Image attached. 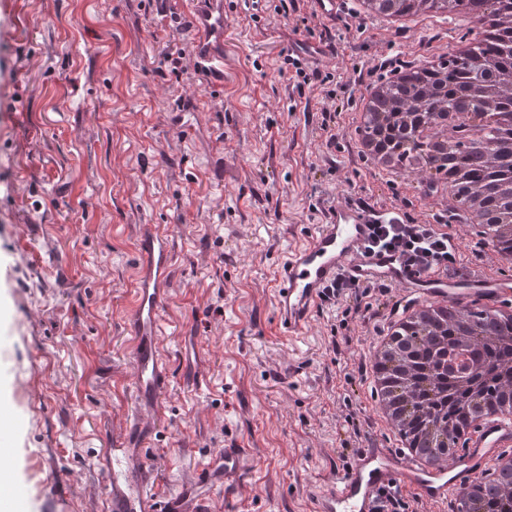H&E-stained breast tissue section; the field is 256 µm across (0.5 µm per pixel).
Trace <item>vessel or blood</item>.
<instances>
[{"instance_id":"obj_1","label":"vessel or blood","mask_w":512,"mask_h":512,"mask_svg":"<svg viewBox=\"0 0 512 512\" xmlns=\"http://www.w3.org/2000/svg\"><path fill=\"white\" fill-rule=\"evenodd\" d=\"M314 12L328 20L348 13V0H312ZM193 27L199 34L196 64L216 85L224 83V34L230 19L224 0H203ZM320 219L303 240L284 255L274 290V317L284 334L305 335L311 314L338 283L354 288L381 284L394 304L444 299L463 305L512 298V281L484 272L448 276L442 265L415 261L403 248L374 245L379 225L402 222L398 207L337 187L318 203ZM172 255L166 236L154 225H143L136 244V287L128 329L135 339L133 393L140 403L155 405L168 385L160 348L161 309L166 296ZM145 426H133L118 447L103 452L109 475L107 512H202L206 496L182 486L161 497L151 489L152 476L142 463ZM512 447V423L491 421L472 448L450 464L426 471L401 454L368 439L345 464L337 465L329 484L311 496V512H385L388 493L441 503L459 494L499 448ZM245 451L229 444L212 453L197 476L209 490L234 485Z\"/></svg>"}]
</instances>
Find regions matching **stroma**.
<instances>
[{
  "label": "stroma",
  "instance_id": "obj_1",
  "mask_svg": "<svg viewBox=\"0 0 512 512\" xmlns=\"http://www.w3.org/2000/svg\"><path fill=\"white\" fill-rule=\"evenodd\" d=\"M279 4L224 0L217 88L159 56L166 12L182 23L172 37L194 47L196 0H0V398L23 512H103L99 459L137 420L162 496L208 451L247 448L236 491H214L210 512H309L347 448L387 442L366 386L369 345L394 314L375 307L382 289H368L367 312L345 297L316 309L297 341L275 322L274 288L336 180L410 220L452 224L428 183L368 168L353 121L364 86L465 29L393 34L362 16L297 29ZM327 36L339 60L302 82L291 48ZM145 224L163 227L174 263L171 386L155 407L134 399L125 330ZM215 302L222 313H207Z\"/></svg>",
  "mask_w": 512,
  "mask_h": 512
}]
</instances>
